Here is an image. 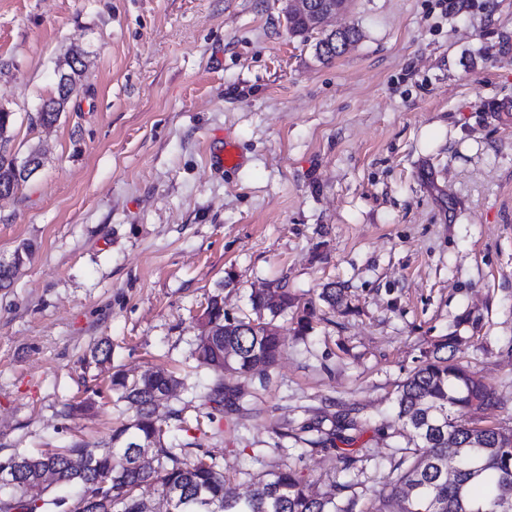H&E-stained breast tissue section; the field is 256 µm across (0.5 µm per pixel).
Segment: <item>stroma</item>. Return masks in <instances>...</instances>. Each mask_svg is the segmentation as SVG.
Returning <instances> with one entry per match:
<instances>
[{
    "label": "stroma",
    "instance_id": "35a3bbf8",
    "mask_svg": "<svg viewBox=\"0 0 512 512\" xmlns=\"http://www.w3.org/2000/svg\"><path fill=\"white\" fill-rule=\"evenodd\" d=\"M285 0H0V106L17 157L40 170L0 198V457L98 446L135 411L110 375L154 366L185 381L167 439L245 489L289 464L315 491L373 499L407 445L400 385L435 343L493 389L512 426V0H350L361 37L315 55ZM79 90L50 127L58 66ZM443 129L425 148L423 127ZM243 162L212 169L209 145ZM270 281L312 304L268 376L225 374L243 411L202 397L198 318L229 317ZM342 290L329 305L320 293ZM112 343L110 363L91 347ZM93 399L89 414L68 405ZM359 422L332 433L334 412ZM325 445L311 446L319 432ZM78 58V65L80 67L84 66L83 61L81 59V53L75 51L72 52V56L68 57L66 60L67 67L70 71L64 72L61 71L60 78L57 84V97L50 98L48 100L50 104V109L52 112H44L46 109V104H44L39 112H42L41 114V122L44 124H53L57 122L60 114H61V108H63L64 104L68 101L69 97L66 95H63L61 93V89L64 87H69L70 89L77 88V81L79 80V77L81 76L82 69L78 68V66L73 67L70 60Z\"/></svg>",
    "mask_w": 512,
    "mask_h": 512
}]
</instances>
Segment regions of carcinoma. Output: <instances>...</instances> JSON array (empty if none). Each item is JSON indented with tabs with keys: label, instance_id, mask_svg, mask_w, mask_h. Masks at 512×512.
<instances>
[{
	"label": "carcinoma",
	"instance_id": "carcinoma-1",
	"mask_svg": "<svg viewBox=\"0 0 512 512\" xmlns=\"http://www.w3.org/2000/svg\"><path fill=\"white\" fill-rule=\"evenodd\" d=\"M288 30L295 35L312 31L304 15H288ZM360 39V32L347 28L335 39L316 44V55L330 60ZM66 62L59 93L49 99L50 111L41 122H57L68 96L60 89L77 88L83 65L81 53ZM13 113L0 108V187L16 192L26 181L10 152ZM15 254L10 263H0V287L10 281L24 261ZM280 306L273 310L261 294H252L254 319L229 322L224 298L214 296L199 323L198 359L209 367L217 353L230 357L229 370L241 375L266 373L275 366L281 350L280 334L271 322L288 313L293 299L281 289ZM450 336L434 345L427 358L401 385L397 418L409 433L414 448L403 455L397 473L389 477L375 497L376 505L364 512H512V428L483 425L478 414L498 404L489 389L468 367L439 355L455 343ZM215 381L205 400L234 410L241 408L239 392L224 383L223 372L213 369ZM180 381L171 373L155 369L140 375L118 371L112 375L117 400L137 407L136 418L112 431L108 446L91 448L73 442L62 452L13 453L3 459L20 463V478L9 487L13 497L0 498V512H36L61 508L65 502L45 498L53 484H77L84 488L81 499L96 500V512H143L140 489L155 487L156 512H355L357 501L345 504L336 496L312 491L311 484L289 465L267 472L244 494H230L224 473L203 457L188 460L165 445L159 432L168 418L181 417L182 410L159 413L154 398ZM110 476L112 492L99 486L98 477Z\"/></svg>",
	"mask_w": 512,
	"mask_h": 512
}]
</instances>
